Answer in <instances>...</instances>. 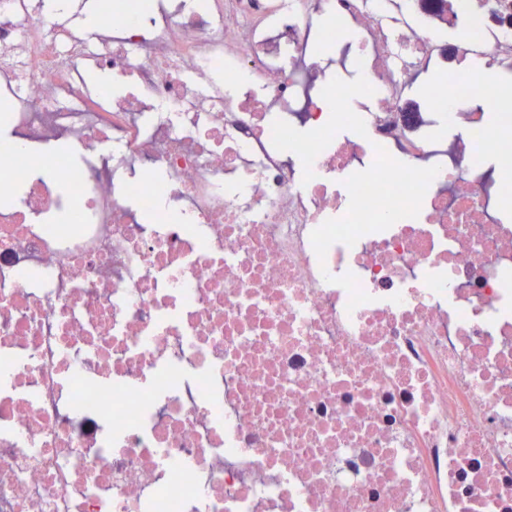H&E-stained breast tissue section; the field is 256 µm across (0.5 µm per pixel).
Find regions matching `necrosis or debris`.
<instances>
[{
	"instance_id": "obj_1",
	"label": "necrosis or debris",
	"mask_w": 512,
	"mask_h": 512,
	"mask_svg": "<svg viewBox=\"0 0 512 512\" xmlns=\"http://www.w3.org/2000/svg\"><path fill=\"white\" fill-rule=\"evenodd\" d=\"M118 2L0 0V512H512V116L408 107L512 94V0ZM363 71V63L357 59H349L345 64L335 63L328 67L326 72V85H339L354 83ZM439 76L445 78L446 82L444 84H439L435 81ZM431 87L444 88L447 90L448 94L452 92L448 81V74L446 72H442L441 70L430 71L418 80L411 88L408 101L411 109L415 108L420 112H439L432 108L429 103L430 92L428 91V88Z\"/></svg>"
}]
</instances>
